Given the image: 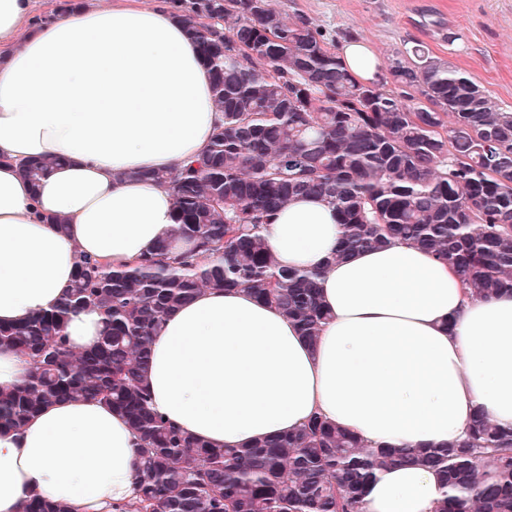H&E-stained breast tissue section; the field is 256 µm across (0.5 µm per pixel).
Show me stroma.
I'll return each instance as SVG.
<instances>
[{
  "label": "stroma",
  "instance_id": "obj_1",
  "mask_svg": "<svg viewBox=\"0 0 512 512\" xmlns=\"http://www.w3.org/2000/svg\"><path fill=\"white\" fill-rule=\"evenodd\" d=\"M334 42L368 41L383 60L425 46L512 110V0H275Z\"/></svg>",
  "mask_w": 512,
  "mask_h": 512
}]
</instances>
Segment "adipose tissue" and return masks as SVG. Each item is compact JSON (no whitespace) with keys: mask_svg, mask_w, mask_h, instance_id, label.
<instances>
[{"mask_svg":"<svg viewBox=\"0 0 512 512\" xmlns=\"http://www.w3.org/2000/svg\"><path fill=\"white\" fill-rule=\"evenodd\" d=\"M0 0V324L56 306L79 255L131 262L169 236V186L150 172L199 158L221 114L198 45L165 0H106L32 18ZM337 54L359 82L382 72L371 44ZM53 159L31 182L24 164ZM265 236L281 265L318 268L330 318L316 342L247 290H204L166 319L143 379L156 410L210 445L240 448L326 418L369 446L442 448L475 413L512 429V293L483 298L424 248L341 257L336 210L299 195ZM93 308L71 347L97 344ZM138 441L103 402L65 400L0 431V512L39 494L112 512L136 493ZM435 472L377 470L360 512H435Z\"/></svg>","mask_w":512,"mask_h":512,"instance_id":"adipose-tissue-1","label":"adipose tissue"}]
</instances>
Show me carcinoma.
I'll list each match as a JSON object with an SVG mask.
<instances>
[{
  "mask_svg": "<svg viewBox=\"0 0 512 512\" xmlns=\"http://www.w3.org/2000/svg\"><path fill=\"white\" fill-rule=\"evenodd\" d=\"M210 68L224 114L201 158L153 178L175 197L169 238L131 264L81 257L55 309L0 325L29 363L0 391V429L98 399L137 434L138 493L119 512H359L373 473L436 471L437 512H512V430L478 414L447 448L369 449L321 417L246 448H215L151 408L141 373L166 316L205 288H245L313 342L329 314L317 269L283 267L264 230L298 195L335 207L339 255L398 240L431 250L489 298L512 292V112L425 50L397 51L395 90L355 81L328 38L273 0H169ZM93 307L105 330L76 353L64 328ZM20 512H71L29 497Z\"/></svg>",
  "mask_w": 512,
  "mask_h": 512,
  "instance_id": "carcinoma-1",
  "label": "carcinoma"
}]
</instances>
